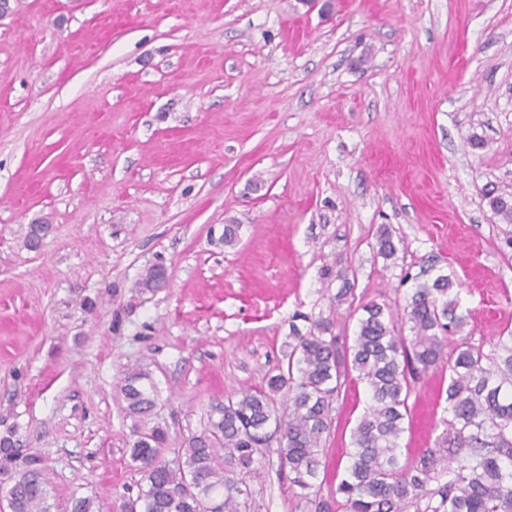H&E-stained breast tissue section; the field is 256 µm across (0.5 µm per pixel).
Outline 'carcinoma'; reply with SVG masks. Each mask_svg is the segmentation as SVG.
Instances as JSON below:
<instances>
[{
    "label": "carcinoma",
    "instance_id": "carcinoma-1",
    "mask_svg": "<svg viewBox=\"0 0 512 512\" xmlns=\"http://www.w3.org/2000/svg\"><path fill=\"white\" fill-rule=\"evenodd\" d=\"M492 209L512 224V197ZM397 252L383 228L377 254ZM454 273L414 280L401 308L362 306L352 344L333 336L328 322L290 326L284 362L259 390H243L211 406L207 424L179 448L151 423L158 390L148 372L128 370L120 393L133 420L130 458L144 485L121 512H251L252 492L240 475L260 477L261 449L276 445L280 470L308 498L318 479L333 401L351 372L365 382L370 403L351 433L349 463L335 490L336 505L316 512H512V333L489 346L462 335L466 315L452 295ZM458 337L447 350V335ZM448 368V387L435 447L415 461L401 457L399 438L408 400L431 371ZM13 431L0 436V512H49L47 468L31 454L25 472Z\"/></svg>",
    "mask_w": 512,
    "mask_h": 512
}]
</instances>
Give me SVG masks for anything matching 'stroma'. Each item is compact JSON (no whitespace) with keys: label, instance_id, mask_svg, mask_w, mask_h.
<instances>
[{"label":"stroma","instance_id":"stroma-1","mask_svg":"<svg viewBox=\"0 0 512 512\" xmlns=\"http://www.w3.org/2000/svg\"><path fill=\"white\" fill-rule=\"evenodd\" d=\"M10 6L0 418L47 465L50 512L137 494L128 368L151 373L178 442L264 386L293 316L354 335L362 305L403 303L408 274L454 273L473 343L512 332V224L485 197L512 195V0ZM33 224L51 230L31 251ZM384 225L400 241L388 260ZM158 261L167 285L139 292ZM447 386L437 370L411 394L403 458L434 446ZM367 402L349 378L305 512L331 499ZM262 465L254 512H295L276 453Z\"/></svg>","mask_w":512,"mask_h":512}]
</instances>
